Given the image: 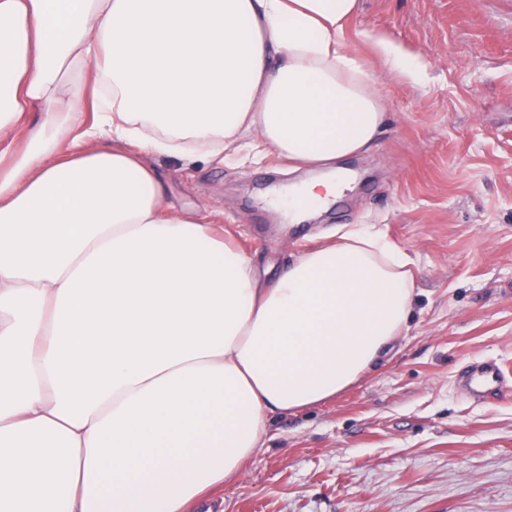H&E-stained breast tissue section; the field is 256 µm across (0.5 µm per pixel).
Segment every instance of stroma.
<instances>
[{
    "label": "stroma",
    "mask_w": 512,
    "mask_h": 512,
    "mask_svg": "<svg viewBox=\"0 0 512 512\" xmlns=\"http://www.w3.org/2000/svg\"><path fill=\"white\" fill-rule=\"evenodd\" d=\"M422 58L384 72L378 39ZM345 41L379 75L386 119L349 179L296 223L266 195L298 178L274 153L217 165L152 158L166 204L213 214L276 277L340 224L414 261L412 318L390 359L336 398L275 416L264 449L190 512H512V395L477 404L470 361L512 366V0H359Z\"/></svg>",
    "instance_id": "stroma-1"
}]
</instances>
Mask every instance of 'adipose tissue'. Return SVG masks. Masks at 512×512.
Listing matches in <instances>:
<instances>
[{
  "label": "adipose tissue",
  "mask_w": 512,
  "mask_h": 512,
  "mask_svg": "<svg viewBox=\"0 0 512 512\" xmlns=\"http://www.w3.org/2000/svg\"><path fill=\"white\" fill-rule=\"evenodd\" d=\"M357 9L0 0V512H187L274 415L393 351L412 260L381 233L337 227L266 282L257 254L165 205L148 162L220 163L252 132L297 169L368 150L385 106L343 39ZM338 192L304 182L274 206L296 218Z\"/></svg>",
  "instance_id": "obj_1"
}]
</instances>
